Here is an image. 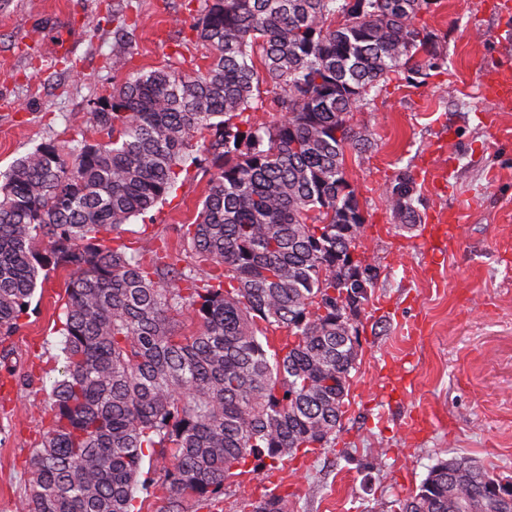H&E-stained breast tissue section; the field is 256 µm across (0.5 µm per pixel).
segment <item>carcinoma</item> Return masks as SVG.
<instances>
[{
    "label": "carcinoma",
    "mask_w": 512,
    "mask_h": 512,
    "mask_svg": "<svg viewBox=\"0 0 512 512\" xmlns=\"http://www.w3.org/2000/svg\"><path fill=\"white\" fill-rule=\"evenodd\" d=\"M432 5L203 0L192 29L213 50L205 68L136 74L93 103L91 134L0 174L1 347L38 285L68 271L54 327L63 370L17 512H134L137 492L160 488L168 512L201 509L247 462L333 443L378 277L350 260L365 216L345 155L370 144L353 113L390 75L444 65L416 25ZM262 83L273 123L255 119ZM198 152L216 173L180 227L195 268L178 272L166 247L146 250L123 226L165 202ZM386 193L415 217L408 177ZM246 504L290 512L273 490ZM398 512H512V482L441 459Z\"/></svg>",
    "instance_id": "obj_1"
}]
</instances>
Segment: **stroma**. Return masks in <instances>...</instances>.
I'll return each mask as SVG.
<instances>
[{
	"instance_id": "35a3bbf8",
	"label": "stroma",
	"mask_w": 512,
	"mask_h": 512,
	"mask_svg": "<svg viewBox=\"0 0 512 512\" xmlns=\"http://www.w3.org/2000/svg\"><path fill=\"white\" fill-rule=\"evenodd\" d=\"M202 0H9L0 8V170L49 142L79 138L93 100L140 71L208 63L191 26ZM481 0H438L418 27L435 33L446 64L428 77L391 76L354 122L370 147L347 152L348 179L366 217L362 243L380 268L359 317L361 352L336 441L254 473L236 470L204 512H242L266 489L291 512H397L438 460L465 456L512 481V107L483 101V68L512 64V15ZM135 19L132 50L112 63L115 12ZM414 182L412 228L386 188ZM210 175L190 168L150 222L127 237L165 239L168 262L191 259L177 225L192 223ZM459 222L442 266L431 228ZM66 271L37 289L0 367V512L28 482L27 462L48 422L50 384L63 359L54 332ZM382 469H374L375 460Z\"/></svg>"
}]
</instances>
